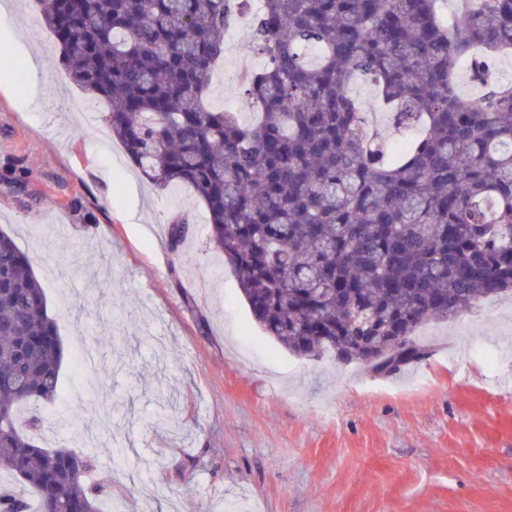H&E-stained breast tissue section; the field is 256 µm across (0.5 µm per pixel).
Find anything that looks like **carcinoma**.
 Here are the masks:
<instances>
[{
  "label": "carcinoma",
  "mask_w": 512,
  "mask_h": 512,
  "mask_svg": "<svg viewBox=\"0 0 512 512\" xmlns=\"http://www.w3.org/2000/svg\"><path fill=\"white\" fill-rule=\"evenodd\" d=\"M264 0L250 20L266 67L243 81L258 119L207 103L237 23L231 0H36L59 64L106 106L103 123L157 188L187 184L264 333L305 357L378 370L420 359L415 332L512 291V0ZM320 50L310 61L306 51ZM483 89L473 101L460 72ZM372 83L387 145L351 94ZM189 219L169 225L179 253ZM64 348L31 258L0 230V512H100L84 451L17 427L25 402L59 396Z\"/></svg>",
  "instance_id": "cac0c4a2"
}]
</instances>
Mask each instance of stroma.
Instances as JSON below:
<instances>
[{
  "label": "stroma",
  "mask_w": 512,
  "mask_h": 512,
  "mask_svg": "<svg viewBox=\"0 0 512 512\" xmlns=\"http://www.w3.org/2000/svg\"><path fill=\"white\" fill-rule=\"evenodd\" d=\"M39 17L33 0L0 15L22 69L0 86V229L31 257L64 345L40 446L96 456L105 512H512V295L424 323L426 356L392 374L292 354L253 319L192 189L154 188L81 128L70 104L89 97L59 83ZM244 58L265 63L242 21L207 100L248 124ZM182 214L194 233L175 253ZM82 350L109 365L88 370Z\"/></svg>",
  "instance_id": "35a3bbf8"
}]
</instances>
